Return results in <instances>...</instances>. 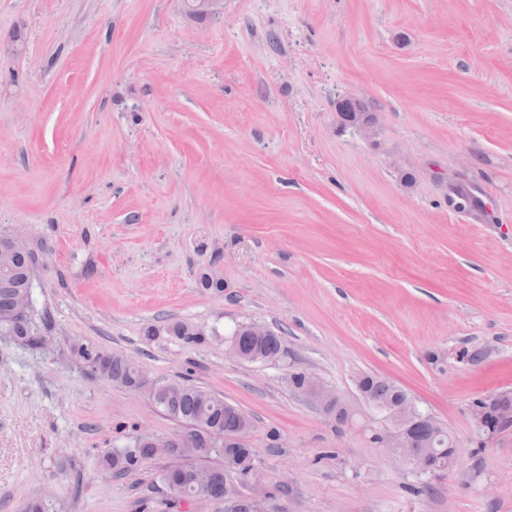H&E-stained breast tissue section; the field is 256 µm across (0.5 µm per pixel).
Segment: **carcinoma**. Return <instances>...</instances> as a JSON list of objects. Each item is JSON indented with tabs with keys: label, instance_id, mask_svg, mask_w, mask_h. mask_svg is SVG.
Returning a JSON list of instances; mask_svg holds the SVG:
<instances>
[{
	"label": "carcinoma",
	"instance_id": "1",
	"mask_svg": "<svg viewBox=\"0 0 512 512\" xmlns=\"http://www.w3.org/2000/svg\"><path fill=\"white\" fill-rule=\"evenodd\" d=\"M36 268V258L28 243L16 245L12 251H0V337L24 348L43 347L52 322L45 315L35 314L32 298V280ZM184 346H198L207 342L204 331L182 321H175L163 329L151 328L145 332L147 341L157 340L161 334ZM231 342L243 354L248 363L261 362L270 353L280 354L284 350L280 336L272 332L267 336H252L240 329L231 336ZM71 354L83 372L96 379L108 380L142 394L155 408L183 426L186 438L176 446L177 455L183 469L175 471L166 465L158 472L159 482L168 489L177 485L188 488L190 496L199 501L208 497L189 485V475L200 470L211 471L217 483H224V454L208 450L210 434L219 431L239 440V452L235 480H243L244 474L255 466L252 449L246 435L252 427L251 420L237 407L224 401V398L188 383L185 379H156L148 384L144 381L138 365L123 356L113 355L100 346L76 341L71 346ZM365 392L371 402L384 410L390 400L402 401L409 394L399 386L375 375H364ZM425 409L414 404V419L409 423L411 448L417 452L434 445L433 431L424 423ZM506 427L497 415V403L487 405L483 428L494 433ZM447 439L436 446V461L441 471L451 467L448 461ZM215 457L221 461L216 466L204 465L203 461ZM153 458L151 447L137 443L133 436L120 447L106 450L101 463L116 476H122L137 469L145 460Z\"/></svg>",
	"mask_w": 512,
	"mask_h": 512
}]
</instances>
